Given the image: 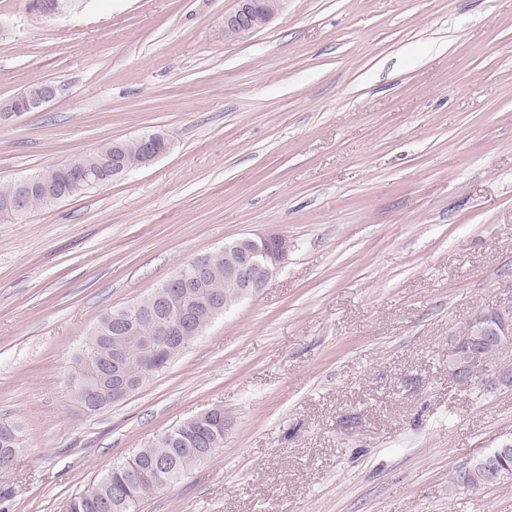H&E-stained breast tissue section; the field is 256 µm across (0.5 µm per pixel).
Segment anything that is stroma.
<instances>
[{"mask_svg":"<svg viewBox=\"0 0 512 512\" xmlns=\"http://www.w3.org/2000/svg\"><path fill=\"white\" fill-rule=\"evenodd\" d=\"M0 0V186L108 140L171 151L0 220V512H64L106 468L220 407L224 446L139 512H512L449 491L512 439V387L448 371L460 322L512 303V0ZM269 229L287 263L120 403L70 378L100 318ZM286 1L238 0L237 9L224 18L225 35L245 36L261 29L279 13ZM258 15L261 19H258ZM57 95V87L50 83L35 81L20 93L3 112H37ZM20 449L19 440L10 426L0 425V470L10 467Z\"/></svg>","mask_w":512,"mask_h":512,"instance_id":"35a3bbf8","label":"stroma"}]
</instances>
